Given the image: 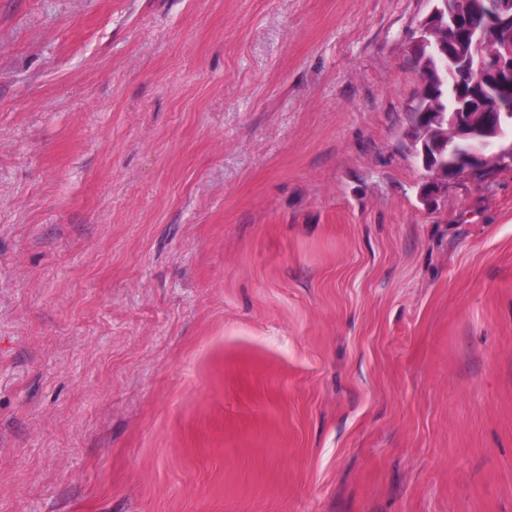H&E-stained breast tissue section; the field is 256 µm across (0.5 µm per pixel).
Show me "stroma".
<instances>
[{
    "label": "stroma",
    "mask_w": 512,
    "mask_h": 512,
    "mask_svg": "<svg viewBox=\"0 0 512 512\" xmlns=\"http://www.w3.org/2000/svg\"><path fill=\"white\" fill-rule=\"evenodd\" d=\"M431 0H0V512H512V164L408 137ZM431 157L426 162L429 166H433L437 160L436 155L430 151ZM489 168V156L482 152L468 150L466 152L457 153L451 160L442 163L440 160L432 167L430 171L439 177L452 179L460 174L472 176L478 170H486Z\"/></svg>",
    "instance_id": "35a3bbf8"
}]
</instances>
